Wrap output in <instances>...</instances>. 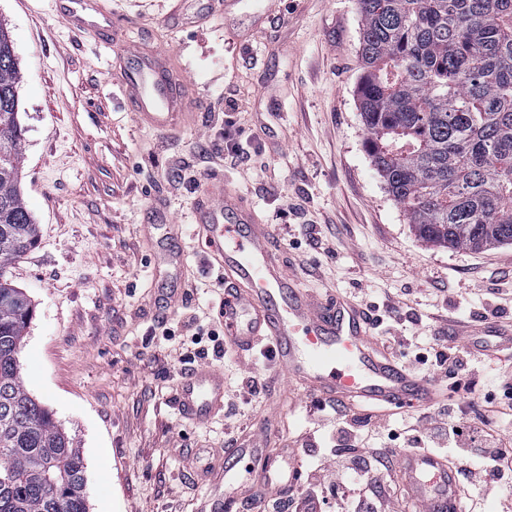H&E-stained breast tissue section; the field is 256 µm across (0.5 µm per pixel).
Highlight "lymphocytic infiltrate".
<instances>
[{
    "label": "lymphocytic infiltrate",
    "mask_w": 512,
    "mask_h": 512,
    "mask_svg": "<svg viewBox=\"0 0 512 512\" xmlns=\"http://www.w3.org/2000/svg\"><path fill=\"white\" fill-rule=\"evenodd\" d=\"M434 373L452 375L458 388H470L476 354L451 342L447 331L432 338ZM321 410L333 412L336 431L329 435V457L335 461L340 481L335 484L339 512H406L413 502L406 489L407 474L399 463L406 454L424 452L446 459L454 467L457 482L484 488L512 479V435L499 425L495 412L464 419L463 409L453 398H445L419 414L397 413L402 423L401 447L390 448L378 435L388 418L372 410L359 415L340 402H322ZM453 448L463 449L472 461L469 468L457 466Z\"/></svg>",
    "instance_id": "lymphocytic-infiltrate-1"
}]
</instances>
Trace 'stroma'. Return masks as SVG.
I'll return each instance as SVG.
<instances>
[{
    "instance_id": "obj_1",
    "label": "stroma",
    "mask_w": 512,
    "mask_h": 512,
    "mask_svg": "<svg viewBox=\"0 0 512 512\" xmlns=\"http://www.w3.org/2000/svg\"><path fill=\"white\" fill-rule=\"evenodd\" d=\"M121 21L101 39L69 27L54 0H0L14 42L25 140L21 188L40 226L34 249L8 269L35 305L20 360L28 391L53 410L87 466L90 512H208L240 490L198 481L190 456L223 450L239 431L258 432L270 397L283 412L276 435L298 459L328 466L306 445L321 425L315 396L266 379L269 353H213L216 270L191 221L205 193L232 187L270 224L302 288L324 299L399 305V328L419 373L439 318L470 337L477 321H512V304L488 292L512 289V246L451 250L419 239L388 193L365 147L356 98L362 72L356 0H99ZM165 53L185 75L192 117L164 133L138 125L114 84L128 49ZM256 134L243 157L213 156L224 117ZM163 203L181 224L184 267L155 270L169 241L146 235ZM183 296L166 311L167 294ZM224 372V411L180 420L176 395L198 351ZM512 358L478 365L466 412L512 393Z\"/></svg>"
}]
</instances>
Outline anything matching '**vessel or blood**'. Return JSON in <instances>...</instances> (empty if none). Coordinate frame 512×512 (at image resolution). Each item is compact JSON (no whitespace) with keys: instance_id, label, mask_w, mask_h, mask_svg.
Masks as SVG:
<instances>
[{"instance_id":"vessel-or-blood-1","label":"vessel or blood","mask_w":512,"mask_h":512,"mask_svg":"<svg viewBox=\"0 0 512 512\" xmlns=\"http://www.w3.org/2000/svg\"><path fill=\"white\" fill-rule=\"evenodd\" d=\"M65 22L93 35L118 30L120 23L98 9L95 0H66ZM133 71L117 88L132 103L140 124L166 131L180 122L185 106L181 80L166 55L136 49ZM193 220L210 242V267L221 270L230 293L220 312L224 335L236 350L267 344L273 368L305 393L347 404H404L424 408L446 395L436 378L405 369L388 359L371 332L365 312L343 297L315 300L280 265L271 225L232 190L201 197ZM177 409L182 420L202 424L224 407V374L211 366L188 370L180 383ZM253 468L239 475L233 464L221 469L230 485L254 478L264 468L267 485L280 489L293 482L297 464L277 462L263 448L248 444L234 451ZM412 482L423 506H430L446 483L443 463L424 454L411 466Z\"/></svg>"}]
</instances>
